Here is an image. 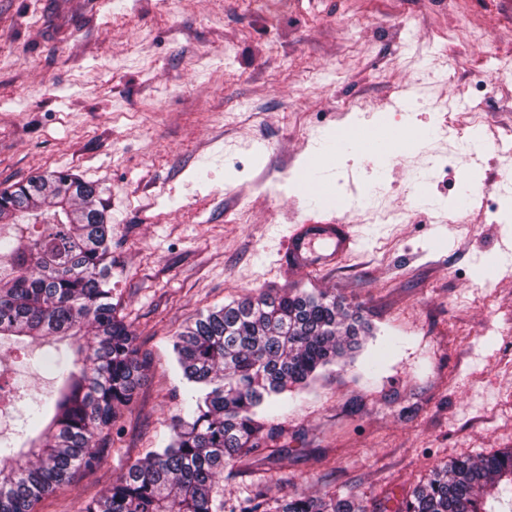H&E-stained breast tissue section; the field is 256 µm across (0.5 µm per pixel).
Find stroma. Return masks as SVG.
<instances>
[{
  "mask_svg": "<svg viewBox=\"0 0 512 512\" xmlns=\"http://www.w3.org/2000/svg\"><path fill=\"white\" fill-rule=\"evenodd\" d=\"M504 62L512 0H0V189L56 170L97 188L145 362L100 463L35 512H79L158 450L177 334L267 289L335 294L371 324L366 351L393 345L371 384L354 363L286 394L272 456L225 471L224 512L259 492L400 512L436 465L512 448ZM332 202L354 252L282 271L293 226ZM0 370L55 392L13 344Z\"/></svg>",
  "mask_w": 512,
  "mask_h": 512,
  "instance_id": "stroma-1",
  "label": "stroma"
}]
</instances>
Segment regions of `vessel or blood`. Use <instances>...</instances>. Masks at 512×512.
Masks as SVG:
<instances>
[{"instance_id": "obj_1", "label": "vessel or blood", "mask_w": 512, "mask_h": 512, "mask_svg": "<svg viewBox=\"0 0 512 512\" xmlns=\"http://www.w3.org/2000/svg\"><path fill=\"white\" fill-rule=\"evenodd\" d=\"M318 240L331 245L330 257L334 260L347 256L355 245V235L345 220L336 218L324 224H299L292 231L288 245L281 254L282 267L307 264V254Z\"/></svg>"}]
</instances>
